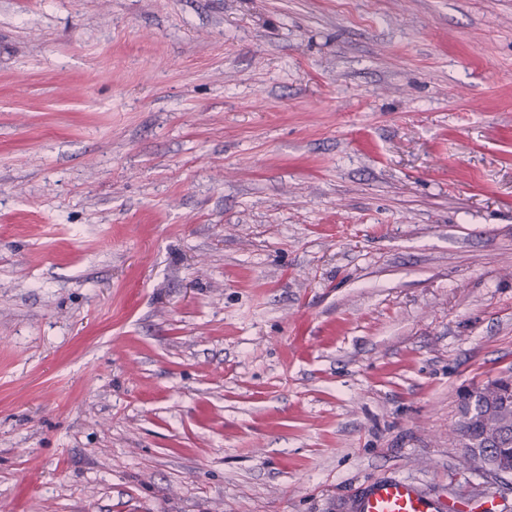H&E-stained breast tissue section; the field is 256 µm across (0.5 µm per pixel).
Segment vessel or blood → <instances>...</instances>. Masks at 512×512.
Returning a JSON list of instances; mask_svg holds the SVG:
<instances>
[{"label":"vessel or blood","instance_id":"1","mask_svg":"<svg viewBox=\"0 0 512 512\" xmlns=\"http://www.w3.org/2000/svg\"><path fill=\"white\" fill-rule=\"evenodd\" d=\"M353 508L355 512H444L445 502L430 496L412 480L384 477L365 487Z\"/></svg>","mask_w":512,"mask_h":512}]
</instances>
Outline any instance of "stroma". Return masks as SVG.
Wrapping results in <instances>:
<instances>
[{
    "instance_id": "obj_1",
    "label": "stroma",
    "mask_w": 512,
    "mask_h": 512,
    "mask_svg": "<svg viewBox=\"0 0 512 512\" xmlns=\"http://www.w3.org/2000/svg\"><path fill=\"white\" fill-rule=\"evenodd\" d=\"M512 0H0V512H512ZM454 433L469 463L480 469L512 470V390L501 377L459 396ZM504 436L507 444L489 446ZM446 502L423 491L415 482L384 477L372 482L355 498V512H446Z\"/></svg>"
}]
</instances>
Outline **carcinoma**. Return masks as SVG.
I'll use <instances>...</instances> for the list:
<instances>
[{
  "label": "carcinoma",
  "instance_id": "cac0c4a2",
  "mask_svg": "<svg viewBox=\"0 0 512 512\" xmlns=\"http://www.w3.org/2000/svg\"><path fill=\"white\" fill-rule=\"evenodd\" d=\"M454 433L469 463L512 470V389L502 378L459 396Z\"/></svg>",
  "mask_w": 512,
  "mask_h": 512
}]
</instances>
